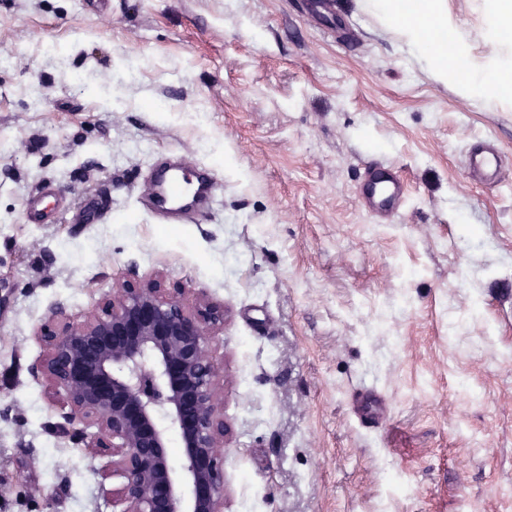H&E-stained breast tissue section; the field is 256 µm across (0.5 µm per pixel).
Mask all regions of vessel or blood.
<instances>
[{"mask_svg": "<svg viewBox=\"0 0 512 512\" xmlns=\"http://www.w3.org/2000/svg\"><path fill=\"white\" fill-rule=\"evenodd\" d=\"M465 163L470 176L483 184L492 185L502 179L503 155L489 142L475 141L467 151ZM214 190L215 182L206 178L204 169L175 163L158 171L147 206L169 222L180 223L206 204ZM363 195L366 207L385 219L399 210L404 182L388 166L377 163L366 173Z\"/></svg>", "mask_w": 512, "mask_h": 512, "instance_id": "b4317fda", "label": "vessel or blood"}]
</instances>
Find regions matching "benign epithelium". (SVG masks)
<instances>
[{
    "label": "benign epithelium",
    "instance_id": "1",
    "mask_svg": "<svg viewBox=\"0 0 512 512\" xmlns=\"http://www.w3.org/2000/svg\"><path fill=\"white\" fill-rule=\"evenodd\" d=\"M222 325L224 307L206 295L190 304L132 270L84 319L58 307L39 327L30 373L49 396L63 392L62 428H96L85 448L109 459L103 478L121 479L111 489L121 512H224V364L209 347Z\"/></svg>",
    "mask_w": 512,
    "mask_h": 512
}]
</instances>
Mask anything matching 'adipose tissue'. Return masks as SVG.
Segmentation results:
<instances>
[{"label": "adipose tissue", "instance_id": "obj_1", "mask_svg": "<svg viewBox=\"0 0 512 512\" xmlns=\"http://www.w3.org/2000/svg\"><path fill=\"white\" fill-rule=\"evenodd\" d=\"M368 9L394 25L406 44L421 51L439 80L458 72L465 90L471 94L494 88L512 91V81L504 82L496 71L468 70V52L460 43L447 42L448 15L442 0H364Z\"/></svg>", "mask_w": 512, "mask_h": 512}]
</instances>
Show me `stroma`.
Here are the masks:
<instances>
[{"label":"stroma","mask_w":512,"mask_h":512,"mask_svg":"<svg viewBox=\"0 0 512 512\" xmlns=\"http://www.w3.org/2000/svg\"><path fill=\"white\" fill-rule=\"evenodd\" d=\"M446 8L512 71L489 0ZM170 156L219 187L167 228L144 197ZM375 162L406 181L384 222ZM87 195L97 221L56 214ZM131 268L224 306V512H512V95L435 80L362 0H0V512H113L29 367L55 307ZM465 163L470 176L484 185H492L502 179L503 155L489 142L475 141L467 151Z\"/></svg>","instance_id":"1"}]
</instances>
